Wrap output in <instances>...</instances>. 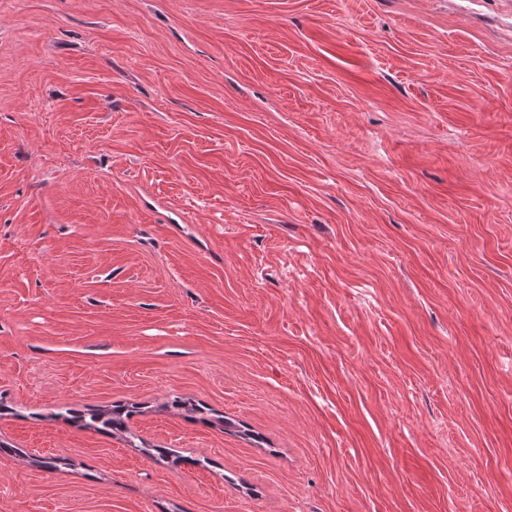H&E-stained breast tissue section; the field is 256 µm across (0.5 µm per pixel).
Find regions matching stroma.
<instances>
[{
  "label": "stroma",
  "instance_id": "35a3bbf8",
  "mask_svg": "<svg viewBox=\"0 0 512 512\" xmlns=\"http://www.w3.org/2000/svg\"><path fill=\"white\" fill-rule=\"evenodd\" d=\"M0 403V512H512V0H0ZM131 412L132 410L124 405H114L108 409L98 410L69 409L66 418L81 428L122 433L127 432L125 419Z\"/></svg>",
  "mask_w": 512,
  "mask_h": 512
}]
</instances>
